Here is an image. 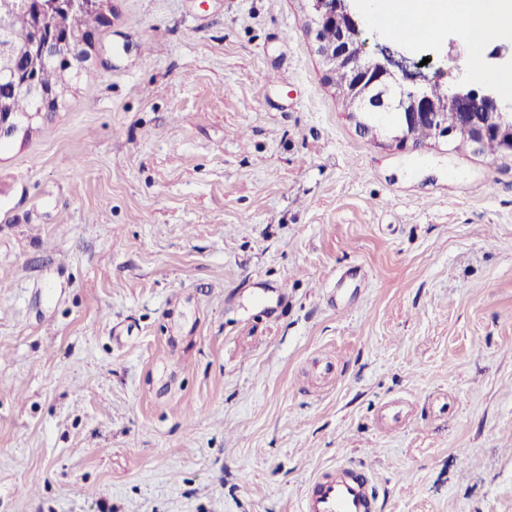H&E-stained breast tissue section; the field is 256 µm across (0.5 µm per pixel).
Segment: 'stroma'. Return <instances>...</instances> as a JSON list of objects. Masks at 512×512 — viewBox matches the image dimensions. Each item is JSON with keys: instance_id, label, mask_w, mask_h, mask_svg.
Segmentation results:
<instances>
[{"instance_id": "stroma-1", "label": "stroma", "mask_w": 512, "mask_h": 512, "mask_svg": "<svg viewBox=\"0 0 512 512\" xmlns=\"http://www.w3.org/2000/svg\"><path fill=\"white\" fill-rule=\"evenodd\" d=\"M362 20L427 75L503 70ZM311 27L112 0L0 146V512H300L340 460L379 512H512V159L363 133Z\"/></svg>"}]
</instances>
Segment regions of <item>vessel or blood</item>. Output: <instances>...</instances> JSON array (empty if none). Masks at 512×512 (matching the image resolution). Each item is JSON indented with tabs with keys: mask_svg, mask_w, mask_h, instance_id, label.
<instances>
[{
	"mask_svg": "<svg viewBox=\"0 0 512 512\" xmlns=\"http://www.w3.org/2000/svg\"><path fill=\"white\" fill-rule=\"evenodd\" d=\"M372 479L349 462L337 463L308 484L302 512H376Z\"/></svg>",
	"mask_w": 512,
	"mask_h": 512,
	"instance_id": "obj_1",
	"label": "vessel or blood"
}]
</instances>
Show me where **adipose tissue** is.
Segmentation results:
<instances>
[{
    "instance_id": "adipose-tissue-1",
    "label": "adipose tissue",
    "mask_w": 512,
    "mask_h": 512,
    "mask_svg": "<svg viewBox=\"0 0 512 512\" xmlns=\"http://www.w3.org/2000/svg\"><path fill=\"white\" fill-rule=\"evenodd\" d=\"M380 17L399 14L422 20L429 35L461 28L472 49L497 38H512V11L500 9L497 0H448L447 12H439L431 0H380Z\"/></svg>"
}]
</instances>
